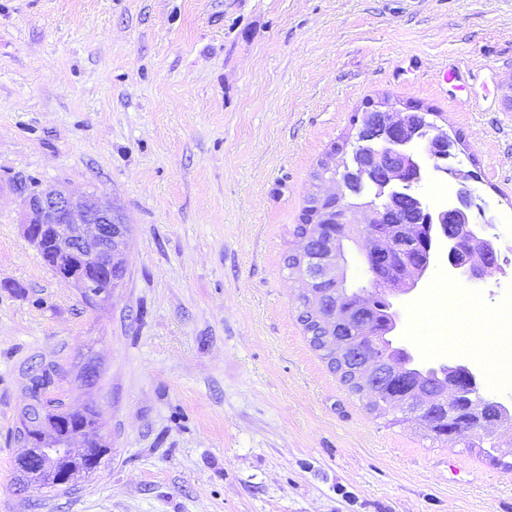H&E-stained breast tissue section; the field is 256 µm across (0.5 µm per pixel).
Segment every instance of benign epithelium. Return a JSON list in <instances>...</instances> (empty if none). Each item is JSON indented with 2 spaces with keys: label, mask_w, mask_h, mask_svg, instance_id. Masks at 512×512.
I'll return each mask as SVG.
<instances>
[{
  "label": "benign epithelium",
  "mask_w": 512,
  "mask_h": 512,
  "mask_svg": "<svg viewBox=\"0 0 512 512\" xmlns=\"http://www.w3.org/2000/svg\"><path fill=\"white\" fill-rule=\"evenodd\" d=\"M430 117L431 112L422 107L393 110L377 106L368 110V118L343 154L342 178L331 182L336 190L318 195L336 205L351 192L373 188L375 203L336 216V223L353 228L351 241L362 252L370 276L368 294L386 305L393 331L400 320L394 299L418 287L435 261L437 244H445L448 273L455 278L478 282L499 268L493 238L475 221V213H483V207L481 197L466 184L474 175L447 164L461 141ZM427 173L445 174L459 181L446 205L433 208L418 193ZM20 208L25 238L35 246L49 241L69 259V263L53 269L61 282L77 284L82 295L98 301L112 297V267L124 262V255L117 254L112 243L125 238L126 221L111 201L93 194L75 201L63 185L51 184L26 189ZM418 247L427 251L426 260L402 287L390 288L374 274L376 258L393 250L408 252ZM301 258V281L307 288L348 276V260L340 249L319 253L306 240ZM448 374L451 378L442 404L452 411L462 398L480 390V378L466 364L448 366ZM474 424L495 436L512 434V427L497 411L476 410ZM17 442L23 448V471L38 469L47 449L33 447L31 435L25 432L17 436Z\"/></svg>",
  "instance_id": "obj_1"
}]
</instances>
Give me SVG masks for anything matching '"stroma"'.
<instances>
[{
	"mask_svg": "<svg viewBox=\"0 0 512 512\" xmlns=\"http://www.w3.org/2000/svg\"><path fill=\"white\" fill-rule=\"evenodd\" d=\"M452 61L482 73L453 87ZM510 85L512 0H0V512H512V472L347 392L284 266L313 168L384 98L460 132L461 168L512 237ZM34 181L121 209L110 300L86 305L25 239ZM504 276L459 280L438 258L400 297L399 335L421 365L481 367L484 396L512 405L482 358L512 309ZM474 314L479 347L448 348ZM49 363L112 451L23 495L14 432Z\"/></svg>",
	"mask_w": 512,
	"mask_h": 512,
	"instance_id": "stroma-1",
	"label": "stroma"
}]
</instances>
